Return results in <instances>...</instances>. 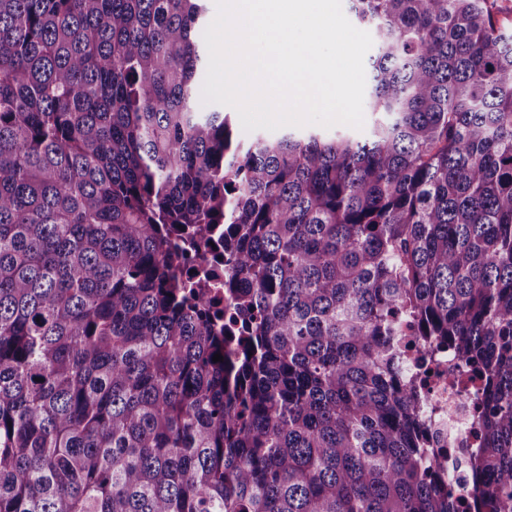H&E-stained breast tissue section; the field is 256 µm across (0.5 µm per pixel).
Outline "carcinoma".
<instances>
[{
	"label": "carcinoma",
	"mask_w": 512,
	"mask_h": 512,
	"mask_svg": "<svg viewBox=\"0 0 512 512\" xmlns=\"http://www.w3.org/2000/svg\"><path fill=\"white\" fill-rule=\"evenodd\" d=\"M202 2L0 0V512H512L498 0H345L383 119L247 144L194 105ZM180 239L224 249V308ZM437 363L440 376L427 392L435 410L430 421L431 439L435 448L448 450V479L458 489H462L467 477L453 462L473 450L472 408L468 399L448 385V380L460 370L458 360L444 351Z\"/></svg>",
	"instance_id": "carcinoma-1"
}]
</instances>
